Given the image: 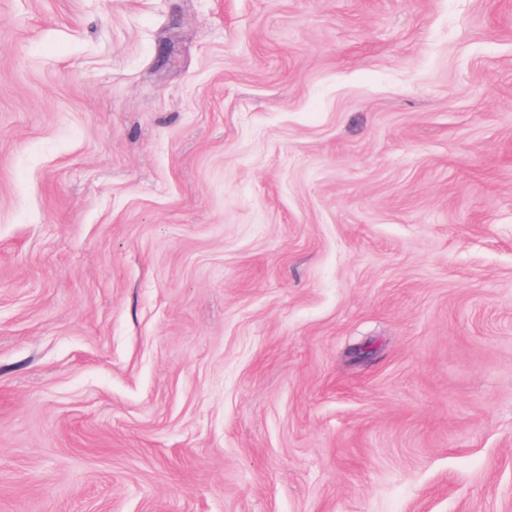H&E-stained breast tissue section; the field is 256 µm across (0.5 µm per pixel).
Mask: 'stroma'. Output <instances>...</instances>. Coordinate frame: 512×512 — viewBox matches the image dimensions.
Returning <instances> with one entry per match:
<instances>
[{"instance_id":"1","label":"stroma","mask_w":512,"mask_h":512,"mask_svg":"<svg viewBox=\"0 0 512 512\" xmlns=\"http://www.w3.org/2000/svg\"><path fill=\"white\" fill-rule=\"evenodd\" d=\"M0 512H512V0H0Z\"/></svg>"}]
</instances>
